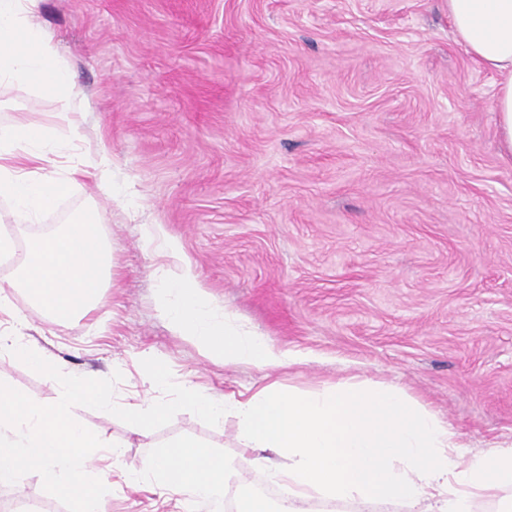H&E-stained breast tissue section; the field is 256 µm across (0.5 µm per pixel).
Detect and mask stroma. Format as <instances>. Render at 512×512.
<instances>
[{"instance_id": "obj_1", "label": "stroma", "mask_w": 512, "mask_h": 512, "mask_svg": "<svg viewBox=\"0 0 512 512\" xmlns=\"http://www.w3.org/2000/svg\"><path fill=\"white\" fill-rule=\"evenodd\" d=\"M70 73L68 95L0 86V124L62 134L61 167L86 170L35 224L0 232V333L64 371L121 373L114 401L160 400L143 359L220 399L267 381L300 390L358 377L406 391L472 449L512 445V163L498 147V77L456 40L446 0H37ZM125 202L89 177L100 151ZM98 206L112 286L59 320L15 287L32 240ZM189 270L204 299L296 364L227 366L163 311V271ZM0 379L36 400L56 381L9 355ZM109 445L88 462L105 512H183L126 483L190 437L224 453L252 487L234 419L182 411L140 432L84 406Z\"/></svg>"}]
</instances>
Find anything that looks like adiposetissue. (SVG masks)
<instances>
[{"label":"adipose tissue","mask_w":512,"mask_h":512,"mask_svg":"<svg viewBox=\"0 0 512 512\" xmlns=\"http://www.w3.org/2000/svg\"><path fill=\"white\" fill-rule=\"evenodd\" d=\"M35 0H0V85L60 91L69 81L51 39L33 11ZM457 38L499 80L493 99L501 156L512 162V0H447ZM60 149L56 130L40 123L0 124V197L11 203L0 223L36 217L69 183L46 166ZM90 209L60 234L32 242L20 263L21 284L33 302L61 318L99 305L112 283V254ZM166 314L228 365L262 370L293 364L258 332L218 316L188 273L166 272ZM187 401L212 419L233 417L268 482L284 492L273 502L235 481L222 453L180 440L163 448L145 471L160 493L222 503L236 512H312L311 501L353 504L357 512L401 502L424 512H476L478 501L512 512V448L468 451L436 414L393 387L351 377L331 387L283 390L269 383L245 399L215 401L187 391Z\"/></svg>","instance_id":"adipose-tissue-1"}]
</instances>
